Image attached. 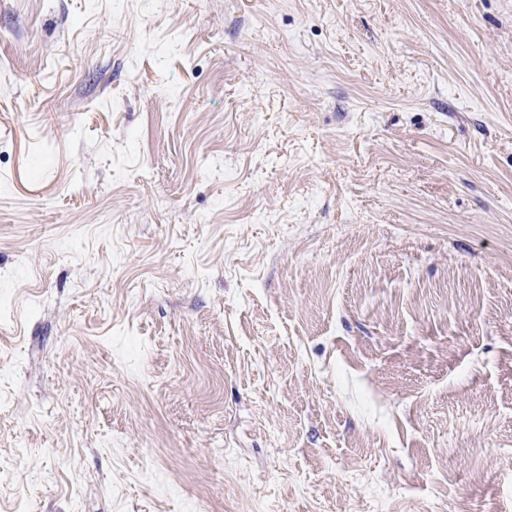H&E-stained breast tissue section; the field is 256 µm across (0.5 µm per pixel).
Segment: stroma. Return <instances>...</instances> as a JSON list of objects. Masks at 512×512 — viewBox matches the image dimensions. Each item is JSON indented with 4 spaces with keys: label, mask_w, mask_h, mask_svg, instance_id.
Masks as SVG:
<instances>
[{
    "label": "stroma",
    "mask_w": 512,
    "mask_h": 512,
    "mask_svg": "<svg viewBox=\"0 0 512 512\" xmlns=\"http://www.w3.org/2000/svg\"><path fill=\"white\" fill-rule=\"evenodd\" d=\"M0 512H512V0H0Z\"/></svg>",
    "instance_id": "stroma-1"
}]
</instances>
